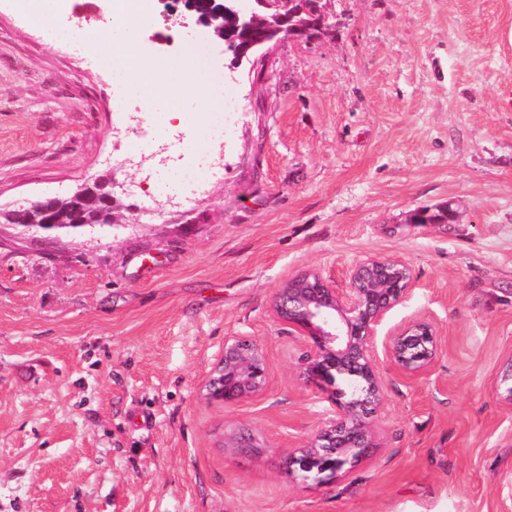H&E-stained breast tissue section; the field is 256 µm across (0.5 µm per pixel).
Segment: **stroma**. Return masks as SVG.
<instances>
[{
  "label": "stroma",
  "instance_id": "stroma-1",
  "mask_svg": "<svg viewBox=\"0 0 512 512\" xmlns=\"http://www.w3.org/2000/svg\"><path fill=\"white\" fill-rule=\"evenodd\" d=\"M334 27L230 66L201 28L138 19L173 118L142 123L224 168L191 201L124 164L139 94L78 43L0 0V206L113 178L116 227L0 223V512H512V0H320ZM206 39L224 124L195 111L184 50ZM452 206L448 224L417 210ZM370 257L414 281L380 336L419 319L439 354L405 376L376 346L380 445L324 485L289 449L334 418L299 376L305 346L272 310L314 270L337 290ZM231 336L261 343L265 393L209 401ZM247 430L258 448H222Z\"/></svg>",
  "mask_w": 512,
  "mask_h": 512
}]
</instances>
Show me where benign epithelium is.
<instances>
[{"label": "benign epithelium", "instance_id": "benign-epithelium-1", "mask_svg": "<svg viewBox=\"0 0 512 512\" xmlns=\"http://www.w3.org/2000/svg\"><path fill=\"white\" fill-rule=\"evenodd\" d=\"M224 18L235 28L232 45L240 62L279 40L277 21L288 0H258L268 11L260 17L244 7V0H218ZM182 27L205 23L193 5L171 12ZM55 201L42 197L12 210L14 223L37 229L25 219L28 212ZM413 275L403 261L372 257L350 271L349 288L340 292L316 272H302L291 278L275 294L272 307L277 318L305 342L300 376L309 386L331 395L336 418L288 453V472L303 483L319 485L346 471V466L369 456L380 447L378 431L371 421L384 399L383 383L375 366L374 344L386 316L408 295ZM386 355L407 376L426 373L438 352L434 325L416 321L386 337ZM269 381V361L257 342L232 336L224 341V351L204 385L205 396L214 402L236 404L264 393Z\"/></svg>", "mask_w": 512, "mask_h": 512}]
</instances>
